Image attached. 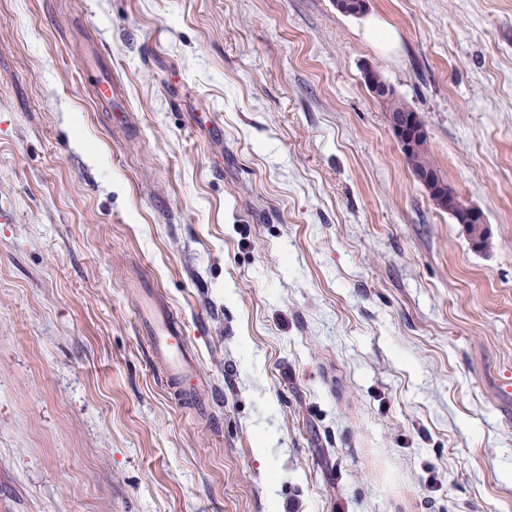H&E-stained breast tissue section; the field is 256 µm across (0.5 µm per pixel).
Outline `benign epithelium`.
Segmentation results:
<instances>
[{"label":"benign epithelium","instance_id":"7a95c632","mask_svg":"<svg viewBox=\"0 0 512 512\" xmlns=\"http://www.w3.org/2000/svg\"><path fill=\"white\" fill-rule=\"evenodd\" d=\"M386 116L398 148L403 154L414 152L417 143L428 136L416 112H388ZM414 177L426 189L434 205L448 212L456 223L463 226L474 249L482 251L489 246L491 233L480 209L466 204L453 185L442 183L427 170L416 171Z\"/></svg>","mask_w":512,"mask_h":512}]
</instances>
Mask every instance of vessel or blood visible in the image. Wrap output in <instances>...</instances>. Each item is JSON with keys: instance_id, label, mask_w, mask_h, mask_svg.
Masks as SVG:
<instances>
[{"instance_id": "b4317fda", "label": "vessel or blood", "mask_w": 512, "mask_h": 512, "mask_svg": "<svg viewBox=\"0 0 512 512\" xmlns=\"http://www.w3.org/2000/svg\"><path fill=\"white\" fill-rule=\"evenodd\" d=\"M137 321L148 336L153 354L163 364L166 379L181 388L185 400H193V391L186 385L198 376L195 359L187 350L182 324L172 310L158 298L152 280H144Z\"/></svg>"}]
</instances>
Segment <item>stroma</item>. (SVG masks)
Segmentation results:
<instances>
[{"label":"stroma","instance_id":"35a3bbf8","mask_svg":"<svg viewBox=\"0 0 512 512\" xmlns=\"http://www.w3.org/2000/svg\"><path fill=\"white\" fill-rule=\"evenodd\" d=\"M0 208V512H512V0H0ZM397 104L404 103L399 99L393 104L384 105L380 103L384 112H387V121L395 136L401 154L403 156L405 153L410 154L404 156L406 164L410 169L421 168L413 173V175L426 189L434 205L448 212L457 224L463 226L475 250H485L490 244L491 233L484 213L480 209L466 204L459 191L453 185L450 183L446 185L428 170H422L430 169L442 175L441 169L431 153L430 146L412 153L417 148V143L426 136L428 137L427 130L420 124L421 121L424 126L426 125L423 117L418 112H388L391 107ZM418 114L420 115V120ZM472 224L480 226L481 231L478 234H471ZM155 288L154 282L145 277L137 321L149 337L153 354L163 364L167 382L175 385L185 400L201 407L202 403L194 396L195 391L183 387L198 377L197 363L187 350L183 326L172 310L160 301Z\"/></svg>","mask_w":512,"mask_h":512}]
</instances>
